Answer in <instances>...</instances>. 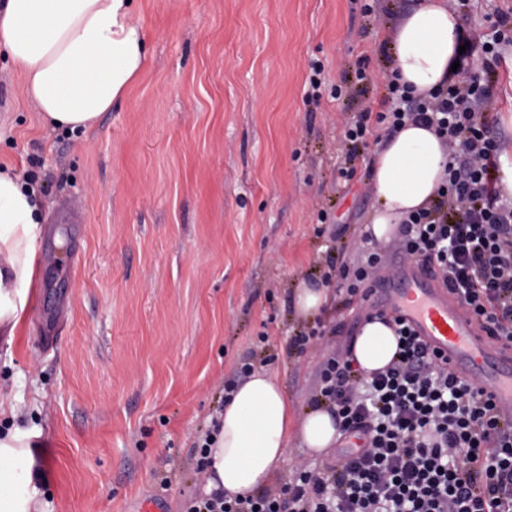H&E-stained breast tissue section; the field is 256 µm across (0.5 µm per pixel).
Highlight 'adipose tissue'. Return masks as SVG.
Returning <instances> with one entry per match:
<instances>
[{"mask_svg":"<svg viewBox=\"0 0 512 512\" xmlns=\"http://www.w3.org/2000/svg\"><path fill=\"white\" fill-rule=\"evenodd\" d=\"M467 32L447 0H416L396 20L389 39L391 70L414 94L456 81L452 65ZM24 78L25 92L47 125L76 132L93 128L143 72L147 53L132 0H5L0 5V51ZM371 185L376 198L367 230L390 241L410 212L427 206L445 176L447 152L432 129L406 123L375 149ZM43 211L35 185L0 167V367L14 366L13 346L31 311ZM397 336L380 319L367 320L350 346L356 370L384 368ZM0 397V512H47L49 463L36 427L15 423ZM208 488L228 498L263 489L283 463L290 436L315 454L340 437L327 405L293 419L275 374L255 371L231 393L217 416Z\"/></svg>","mask_w":512,"mask_h":512,"instance_id":"adipose-tissue-1","label":"adipose tissue"}]
</instances>
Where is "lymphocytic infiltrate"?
Wrapping results in <instances>:
<instances>
[{"label":"lymphocytic infiltrate","instance_id":"1","mask_svg":"<svg viewBox=\"0 0 512 512\" xmlns=\"http://www.w3.org/2000/svg\"><path fill=\"white\" fill-rule=\"evenodd\" d=\"M512 14L499 11L492 33L468 45L465 80L410 95L389 80L390 110L359 113L344 137L365 141L370 123L396 129L413 121L435 129L448 149L446 176L430 207L400 227L404 261L436 272L492 336L512 343V199L496 173L503 143L482 75L505 65ZM397 356L366 377L349 362L321 365V399L342 434L361 448L319 470H300L279 489L227 500L190 499L186 512H512V418L502 416L474 381L455 376L402 317H394Z\"/></svg>","mask_w":512,"mask_h":512}]
</instances>
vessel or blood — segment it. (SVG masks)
<instances>
[{
    "label": "vessel or blood",
    "instance_id": "vessel-or-blood-1",
    "mask_svg": "<svg viewBox=\"0 0 512 512\" xmlns=\"http://www.w3.org/2000/svg\"><path fill=\"white\" fill-rule=\"evenodd\" d=\"M400 274L403 281L394 290L388 278L378 277L376 303L403 315L456 376L474 380L501 413L512 416V347L484 331L431 271L407 262Z\"/></svg>",
    "mask_w": 512,
    "mask_h": 512
}]
</instances>
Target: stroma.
Wrapping results in <instances>:
<instances>
[{
  "instance_id": "obj_1",
  "label": "stroma",
  "mask_w": 512,
  "mask_h": 512,
  "mask_svg": "<svg viewBox=\"0 0 512 512\" xmlns=\"http://www.w3.org/2000/svg\"><path fill=\"white\" fill-rule=\"evenodd\" d=\"M363 2L134 0L145 71L79 135L43 124L0 53V166L41 191L56 229L41 256L77 253L72 268L38 264L14 344L10 399L42 428L49 512H185L204 491L195 444L242 363L276 374L298 417L320 362L345 357L373 303L336 279L307 322L292 290L373 246L368 164L384 131L357 149L342 128L387 109L382 35L411 0H378L377 25ZM498 8L512 0L454 6L474 40Z\"/></svg>"
}]
</instances>
